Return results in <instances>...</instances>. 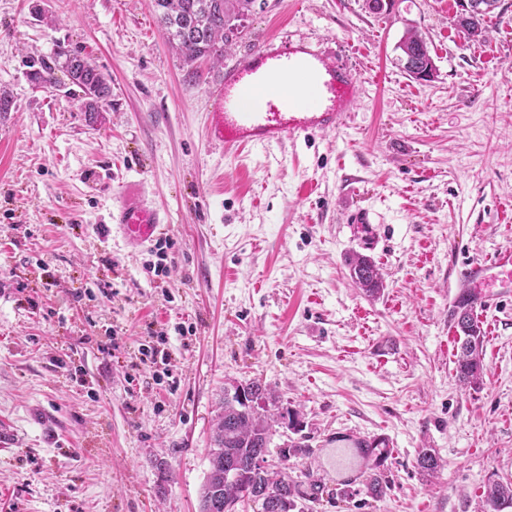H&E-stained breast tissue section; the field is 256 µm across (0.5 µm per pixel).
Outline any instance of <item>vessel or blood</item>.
<instances>
[{"label": "vessel or blood", "instance_id": "vessel-or-blood-1", "mask_svg": "<svg viewBox=\"0 0 512 512\" xmlns=\"http://www.w3.org/2000/svg\"><path fill=\"white\" fill-rule=\"evenodd\" d=\"M301 71L305 80L294 91L277 87L282 73ZM359 79L335 58L303 39L267 40L244 60L224 70V83L212 96L207 137L233 150L242 146L269 148L336 128L344 113L354 111ZM264 95V111L248 108L255 95ZM112 222L129 241L142 245L163 232L159 210L132 194L122 195ZM458 299L472 310H485L487 289L512 285V248L501 249L491 260H471L460 271Z\"/></svg>", "mask_w": 512, "mask_h": 512}]
</instances>
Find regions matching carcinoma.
Wrapping results in <instances>:
<instances>
[{"instance_id": "obj_1", "label": "carcinoma", "mask_w": 512, "mask_h": 512, "mask_svg": "<svg viewBox=\"0 0 512 512\" xmlns=\"http://www.w3.org/2000/svg\"><path fill=\"white\" fill-rule=\"evenodd\" d=\"M159 24L171 46L183 61L192 64L201 58L219 60L231 45L227 32L237 21L252 12L256 0H152ZM487 8L476 16H464L460 26L469 36L483 33L485 17L498 8L499 0H483ZM400 62L404 71L414 76L434 65L427 42L410 29L399 42ZM28 76L38 87H54L55 71H62L70 83L80 89V109L92 118L101 108L88 99L93 94L103 100L112 95L111 82L96 67L82 62V57L64 48L54 53L52 62L30 58ZM349 275L355 287L374 295L383 288L382 274L366 256L354 254L347 258ZM456 328L468 337L469 348L457 352L456 373L465 384L478 385L484 375V336L473 313L463 303L456 306ZM256 405L247 406L236 397L224 396V409L218 415L213 448L209 452V471L203 485L200 512H224V505L245 501H261L263 512H292L295 508L296 486L286 471H271L266 466L273 427L285 418L274 415L269 405L276 397L258 380L247 382ZM240 464L237 477L224 479V463ZM417 467L434 473L440 467L429 450L422 449L416 458ZM485 512H504L512 508V482L492 480L485 492Z\"/></svg>"}]
</instances>
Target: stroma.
Masks as SVG:
<instances>
[{"label":"stroma","instance_id":"35a3bbf8","mask_svg":"<svg viewBox=\"0 0 512 512\" xmlns=\"http://www.w3.org/2000/svg\"><path fill=\"white\" fill-rule=\"evenodd\" d=\"M369 3L256 0L223 62L190 66L150 0H0V512H200L224 393L253 379L298 415L270 445L306 447L295 512H483L488 481H512V288L476 315L480 385L456 377L450 317L463 262L512 247V0L476 38L460 0ZM410 29L432 80L398 61ZM273 35L357 72L356 109L225 154L210 93ZM60 46L111 78L98 119L79 88L29 81L25 55ZM124 189L166 217V258L107 231ZM356 253L379 294L353 286ZM371 431L391 447L378 498L354 448ZM346 262L351 281L356 288H361L369 295L377 294L381 290L382 274L367 256L354 254Z\"/></svg>","mask_w":512,"mask_h":512}]
</instances>
